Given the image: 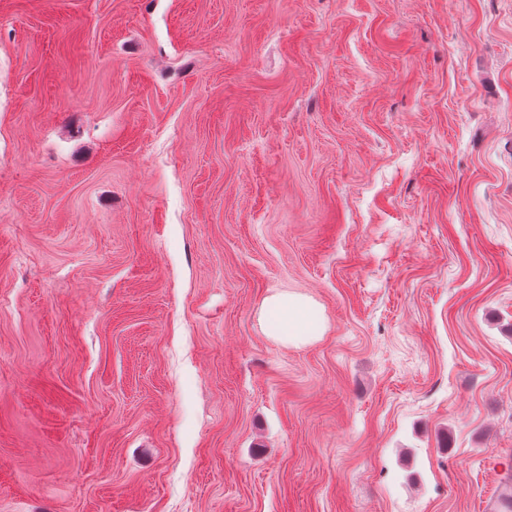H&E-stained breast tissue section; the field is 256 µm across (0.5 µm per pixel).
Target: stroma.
<instances>
[{"mask_svg":"<svg viewBox=\"0 0 512 512\" xmlns=\"http://www.w3.org/2000/svg\"><path fill=\"white\" fill-rule=\"evenodd\" d=\"M503 464L512 0H0V512H478ZM258 320L263 333L284 346L299 347L317 341L326 330L320 305L297 292L276 291L267 296Z\"/></svg>","mask_w":512,"mask_h":512,"instance_id":"stroma-1","label":"stroma"}]
</instances>
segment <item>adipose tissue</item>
I'll return each mask as SVG.
<instances>
[{
    "label": "adipose tissue",
    "instance_id": "ef3b65f1",
    "mask_svg": "<svg viewBox=\"0 0 512 512\" xmlns=\"http://www.w3.org/2000/svg\"><path fill=\"white\" fill-rule=\"evenodd\" d=\"M263 333L284 346H301L319 340L325 330L320 305L310 296L277 291L265 298L259 311Z\"/></svg>",
    "mask_w": 512,
    "mask_h": 512
}]
</instances>
